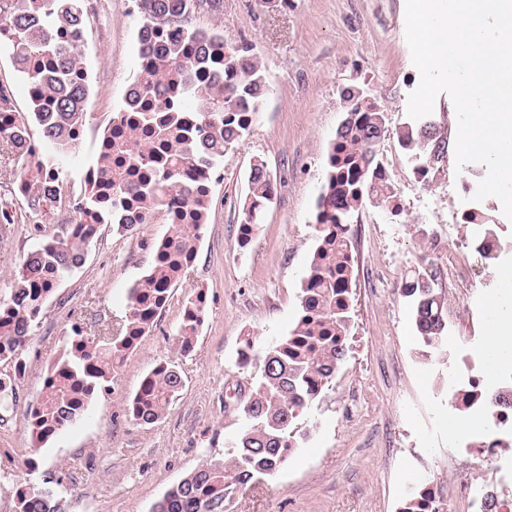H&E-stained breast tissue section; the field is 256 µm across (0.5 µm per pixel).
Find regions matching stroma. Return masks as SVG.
<instances>
[{"instance_id":"obj_1","label":"stroma","mask_w":512,"mask_h":512,"mask_svg":"<svg viewBox=\"0 0 512 512\" xmlns=\"http://www.w3.org/2000/svg\"><path fill=\"white\" fill-rule=\"evenodd\" d=\"M79 50L90 94L86 137L59 171L64 196L84 195L80 171L95 161L94 145L139 65L138 14L132 0H95ZM194 23L220 32L228 46L248 44L264 65L269 90L247 135L230 147L216 171L213 205L196 258L150 332L112 375L86 415L46 443L31 434L25 409L39 401L44 376L66 351L72 323L90 339L119 335L129 289L152 266L146 250L166 224L131 233L102 225L85 262L62 280L34 322L25 356L30 375L19 404L0 425V448L14 451L21 481L56 486L63 512H152L187 473L224 459L225 436L244 429L241 404L257 370L237 360L245 338L255 351L293 328L302 283L317 247L315 214L326 178V155L345 116L344 90L358 88L387 114L378 145L391 183L406 187L410 203L401 223L383 207L352 216L355 271L349 353L335 382L299 422L302 435L284 467L240 493L234 512H399L406 492L427 478L447 487L449 471L487 472L489 463L448 460V443L465 447L479 424L451 403L449 365L469 341L486 349L495 311L512 309V288L501 270L512 266V221L492 213L504 248L496 262L479 261L466 284L447 274L461 244L474 233L456 224L452 183L465 180L447 152L431 182L409 183L396 133L410 124L409 93L420 81L405 38V0H224L221 13L196 14ZM263 160L276 188L250 246L239 226L255 160ZM73 211L34 229L23 223L0 231V299L8 298L23 260L42 240L61 234ZM447 243L433 264L435 288L455 297L457 318L448 340L427 347L418 336L400 284L417 269L434 239ZM204 290V326L190 353L179 347L185 303ZM179 369L184 384L165 417L132 421L129 399L159 362Z\"/></svg>"}]
</instances>
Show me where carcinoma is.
<instances>
[{
  "label": "carcinoma",
  "mask_w": 512,
  "mask_h": 512,
  "mask_svg": "<svg viewBox=\"0 0 512 512\" xmlns=\"http://www.w3.org/2000/svg\"><path fill=\"white\" fill-rule=\"evenodd\" d=\"M134 2L139 18L137 40L153 62L148 68H138L132 83L151 95L155 106L138 113L115 151L147 171L133 192L142 210L140 223L153 224L168 197L179 189L181 167L202 161L214 169L224 162L226 150L248 132L246 115L260 110L268 85L262 64L249 46L229 49L222 34L193 25L194 15L201 11L221 12L223 0ZM81 10L82 0H0V19L12 27L6 48L17 71L26 74L37 89L31 100V118L40 127L43 149L35 161L18 154V180L27 185L28 205L33 210L41 200L52 209L66 204L80 214L94 204V192L74 201L65 198L59 187L46 191L43 178L56 173L75 149L68 132L85 125L89 82L75 84L71 79L76 69L84 67L79 52L84 35ZM67 25L77 29V34L74 41L63 44L55 32ZM215 55L224 57V70L206 82L183 80ZM43 58L53 61L49 70L31 66ZM170 84L180 85L185 97L197 103L198 123L191 129L163 98ZM345 120L347 124L336 133L328 151L327 178L315 215L318 246L301 287L295 327L257 358L255 382L241 407L246 427L224 440V461L218 466L203 464L188 474L155 504L154 512H219L218 504L230 499L238 486L258 475L276 473L297 445L299 418L329 388L346 358L354 255L353 246L336 232V225L349 223L354 212L368 205L389 206L392 189L389 183L377 181L380 165L373 142L380 126L386 125V113L357 90L346 96ZM142 128L155 133L154 141L139 139ZM23 130H29L28 118L18 114L14 124L0 125V142L18 147ZM398 143L426 168H434L447 153L446 141L436 136L427 119L401 131ZM99 169L116 188L113 227L119 233L131 230L133 225L123 223L124 168L112 165L109 153L99 156ZM248 189L240 224L243 233L254 232L259 212L271 196L264 161L252 165ZM209 216L210 197L199 194L190 204V223L171 225L160 262L129 289L124 335L95 344L85 339L79 325H72L68 350L51 369L53 382L43 399L28 410L37 442L47 441L79 418L91 397L108 387L112 373L132 349L133 339L147 334L149 320L168 302L171 290L191 265ZM91 241L89 236L77 241L57 235L27 255L14 278L10 298L0 299V364L8 367L24 354L31 316L41 312L53 288L82 265ZM434 281L433 271L419 268L401 285L416 330L431 347L447 333L448 305L435 291ZM203 317V310L182 316L178 337L183 350L196 341ZM182 386V376L173 363L157 364L130 399L127 414L140 424L155 423L167 413ZM16 512H61V507L52 489L25 485L16 498Z\"/></svg>",
  "instance_id": "obj_1"
}]
</instances>
